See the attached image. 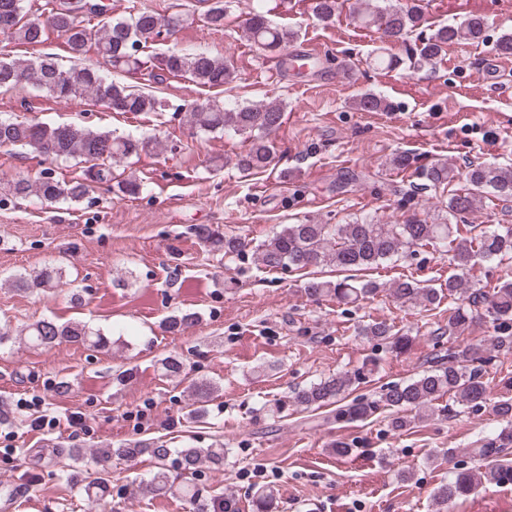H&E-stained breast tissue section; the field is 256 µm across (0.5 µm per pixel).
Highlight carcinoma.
Instances as JSON below:
<instances>
[{"label":"carcinoma","instance_id":"obj_1","mask_svg":"<svg viewBox=\"0 0 512 512\" xmlns=\"http://www.w3.org/2000/svg\"><path fill=\"white\" fill-rule=\"evenodd\" d=\"M356 21L366 29H374L388 44H404L412 33H417L419 44L415 48L414 63L419 67H435L447 55L448 48L462 41H478L485 30V20L473 16L462 23H442L431 27L426 24L422 0H405L398 5H374L363 0ZM25 0H0V33L19 45L38 47L52 31L64 39L71 64L59 63L52 54H41L34 60L0 57V91H17L30 85L21 80L34 72L36 83L30 85L45 95L60 101L81 102L87 98L108 112L141 113L162 112L165 101L151 93H136L124 84L108 79L101 66L116 72H147L148 80L157 81L159 75L149 71L143 60L146 49L160 41L194 15L171 3L172 12L161 15L131 0L128 15L113 17L108 5L100 2L90 5L87 13L98 18L97 23L85 18L79 11L82 0H45L41 13L48 15V23L38 24L25 11ZM207 5L203 12L207 26L224 28L230 0H198ZM342 7L341 0H314L316 20L332 23ZM248 40L276 59L278 66L288 67V44L296 33L286 27L274 25L262 12L255 11L245 28ZM95 50L102 64L85 62L86 53ZM371 65L380 70L393 71L403 60L386 52V48L373 50ZM162 71L173 77H187L197 85L222 88L238 79L237 70L224 57L205 52H185L172 49L162 58ZM354 106L361 112H387L392 102L372 91L359 95ZM285 106L280 101L239 103L232 105L212 100L196 102L187 107V122L197 131H222L244 137L248 148L237 155L236 166L243 173L265 172L275 160L269 137L284 123ZM159 142L149 137L117 136L109 131H93L74 123L48 124L34 119H0V147L32 149L52 159H73L83 165L82 174L71 180H60L47 171L31 182L19 179L4 188V195L14 198L36 197L40 203L51 206L61 202L81 201L93 184L111 186L116 183L123 195L134 197L142 184L132 178L118 179L116 167L124 160L157 150ZM390 165L401 171L411 168L423 180L426 189L447 190L456 180L464 185L448 194V218L442 222L411 217L401 223L378 224L360 219L348 224H284L270 239L254 246L260 264L270 270L307 269L336 266L342 269H372L394 258L405 257L421 247L439 245L450 253V262L456 273L445 280L444 287L423 286L418 281L398 278L391 283L373 280L340 281L313 280L304 291L309 297H329L343 304H354L380 292H387L396 301L406 304L440 303L443 292L448 296H461L462 304L448 308V325L431 334L434 344L443 339L455 344L437 356L431 369L403 383H394L382 390L374 400L357 399L339 406L336 419L364 422L372 418L380 407L391 413V427L409 428L412 423L428 416L433 402L448 394L463 405L478 406L488 399V387L483 380L482 363L485 358L479 345H461L458 335L473 322L489 319L494 336L491 344L500 350L512 349V280H501L491 290L476 288L466 278L477 261L508 260L512 262V225L497 224L477 230L475 224H460L458 220L492 197L512 198V167L471 162L464 169H454L447 163L418 164V156L401 151L390 159ZM197 237L212 251L222 252L228 258L241 255L250 242L233 233H221L207 225L196 228ZM62 271L42 267L12 278L11 285L18 291H47L60 284ZM200 315L192 310H179L168 316L164 327L177 333L196 324ZM32 346L51 347L63 342H82L95 350H109L111 340L101 331L93 330L81 322L59 323L53 319L38 320L25 328ZM356 334L380 341L391 351L402 353L411 343V337L395 330L386 320H372L359 326ZM167 376H179L185 370L178 356L161 360ZM362 366L354 371L330 375L295 392V402L305 408L337 403L345 393L365 377ZM199 406L192 415L206 413L202 403L219 391L210 381L190 385ZM496 415L508 426L482 447L473 449L481 465L454 473L448 483L434 493L435 512H448V504L469 496L480 486L512 485V399L504 397L494 405ZM144 454L156 461L158 470L139 490L162 494L169 490V469L184 475H194L204 464L224 465L222 448H181L174 451L160 440L151 442L123 441L111 448L95 450L91 458L99 466L112 459L131 461ZM87 495L100 501L107 492V480L96 476L84 485Z\"/></svg>","mask_w":512,"mask_h":512}]
</instances>
